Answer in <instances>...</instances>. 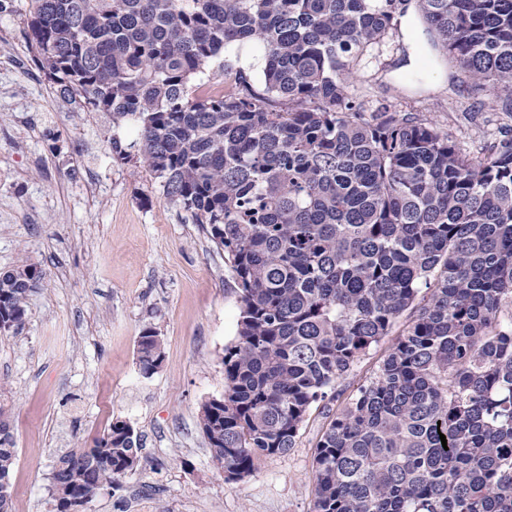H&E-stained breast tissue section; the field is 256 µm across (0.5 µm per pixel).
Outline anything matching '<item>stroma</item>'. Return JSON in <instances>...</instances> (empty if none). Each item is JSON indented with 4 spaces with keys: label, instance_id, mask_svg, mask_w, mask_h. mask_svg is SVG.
Listing matches in <instances>:
<instances>
[{
    "label": "stroma",
    "instance_id": "35a3bbf8",
    "mask_svg": "<svg viewBox=\"0 0 512 512\" xmlns=\"http://www.w3.org/2000/svg\"><path fill=\"white\" fill-rule=\"evenodd\" d=\"M26 0H0V271L41 275L24 325L0 332L17 459L12 512H57L50 477L58 456L92 446L115 421L130 424L144 460L83 512H311L313 450L328 423L369 381L414 318L362 356L328 404H314L288 453L241 480L211 461L199 409L224 392V347L240 302L222 250L205 226L170 202L157 179L112 149L103 112L66 104L33 64ZM413 15L361 60L349 90L365 114L381 107L432 119L476 155L512 129L505 99L454 81L432 61ZM164 359L152 376L137 362L146 329Z\"/></svg>",
    "mask_w": 512,
    "mask_h": 512
}]
</instances>
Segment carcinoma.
<instances>
[{"mask_svg":"<svg viewBox=\"0 0 512 512\" xmlns=\"http://www.w3.org/2000/svg\"><path fill=\"white\" fill-rule=\"evenodd\" d=\"M411 8L433 50L512 102V0H28L25 16L60 98L110 114L112 149L224 250L237 334L220 404L199 415L224 478L294 448L311 406L413 307L316 442L313 512H512V130L472 159L432 120L386 107L367 119L347 92ZM214 65L230 84L202 96ZM37 277L0 272L7 328ZM137 360L145 376L163 361L155 331ZM9 427L0 398V512ZM142 450L116 421L61 455L52 484L89 504Z\"/></svg>","mask_w":512,"mask_h":512,"instance_id":"carcinoma-1","label":"carcinoma"}]
</instances>
